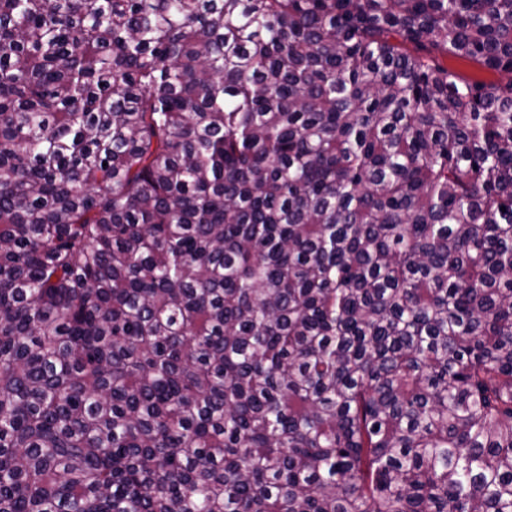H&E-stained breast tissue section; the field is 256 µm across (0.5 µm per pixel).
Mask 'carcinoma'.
<instances>
[{
    "mask_svg": "<svg viewBox=\"0 0 512 512\" xmlns=\"http://www.w3.org/2000/svg\"><path fill=\"white\" fill-rule=\"evenodd\" d=\"M0 512H512V0H0ZM445 64L448 66L449 70L455 71L460 75L473 80L489 82L500 81L503 78L500 73L485 70L475 63L453 56H448V59L445 60Z\"/></svg>",
    "mask_w": 512,
    "mask_h": 512,
    "instance_id": "obj_1",
    "label": "carcinoma"
}]
</instances>
